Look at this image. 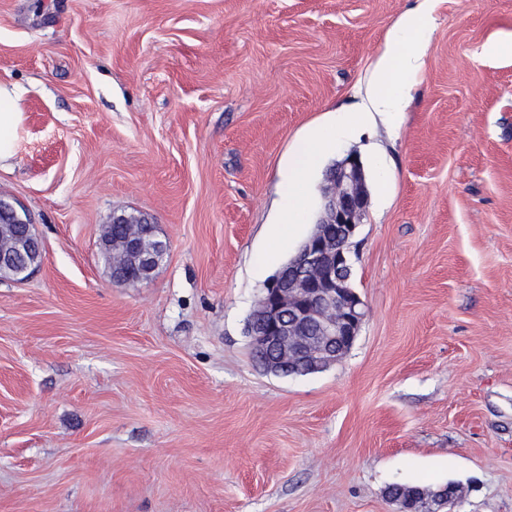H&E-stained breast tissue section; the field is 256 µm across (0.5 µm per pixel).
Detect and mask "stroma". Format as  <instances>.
<instances>
[{
	"label": "stroma",
	"instance_id": "obj_1",
	"mask_svg": "<svg viewBox=\"0 0 512 512\" xmlns=\"http://www.w3.org/2000/svg\"><path fill=\"white\" fill-rule=\"evenodd\" d=\"M420 0H0L23 121L0 198L42 246L0 278V512H512V0H434L396 125L332 142L304 220L270 242L290 155L360 102ZM369 189L344 358L264 372L248 319L311 232L326 167ZM169 244L113 282L104 224Z\"/></svg>",
	"mask_w": 512,
	"mask_h": 512
}]
</instances>
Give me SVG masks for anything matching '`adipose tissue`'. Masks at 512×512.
Masks as SVG:
<instances>
[{"label": "adipose tissue", "instance_id": "1", "mask_svg": "<svg viewBox=\"0 0 512 512\" xmlns=\"http://www.w3.org/2000/svg\"><path fill=\"white\" fill-rule=\"evenodd\" d=\"M432 11V0H422L418 9L403 14L398 20L373 74L368 92L371 108L389 116L401 111L409 79L417 76L424 66L421 40L431 25ZM366 118L363 112L337 117L332 128L312 130L299 145L284 172L280 224L298 223L306 205L303 188L329 143L353 133ZM21 121L16 90L0 84V161L12 155Z\"/></svg>", "mask_w": 512, "mask_h": 512}]
</instances>
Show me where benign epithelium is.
Wrapping results in <instances>:
<instances>
[{"label": "benign epithelium", "mask_w": 512, "mask_h": 512, "mask_svg": "<svg viewBox=\"0 0 512 512\" xmlns=\"http://www.w3.org/2000/svg\"><path fill=\"white\" fill-rule=\"evenodd\" d=\"M324 217L296 260L286 265L265 288L266 307L248 327L263 362L311 369L336 363V349L352 347L366 313L359 295L348 287L356 229L368 207L363 167L355 155L329 173ZM132 262L119 266L113 281L135 288L149 279L161 262L158 251L146 248L130 231L123 240Z\"/></svg>", "instance_id": "1"}]
</instances>
